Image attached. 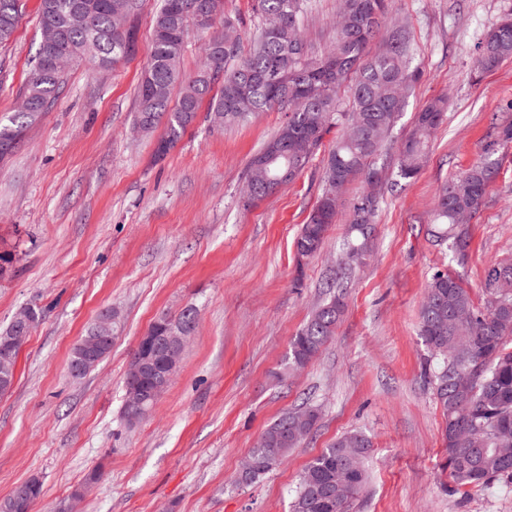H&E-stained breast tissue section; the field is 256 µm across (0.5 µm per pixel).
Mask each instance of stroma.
Here are the masks:
<instances>
[{
	"mask_svg": "<svg viewBox=\"0 0 512 512\" xmlns=\"http://www.w3.org/2000/svg\"><path fill=\"white\" fill-rule=\"evenodd\" d=\"M160 0H139L131 52L103 69L73 66L48 112L0 157V251L14 253L0 280V329L23 306L42 315L0 393V501L38 478L33 512H55L75 488L79 512H291L305 466L341 434L366 432L368 480L349 512H512V488L443 490V417L423 373L418 335L424 286L443 268L485 300L487 269L512 255V144L485 205L467 225L466 258L435 247L429 214L438 187L468 168L493 118L512 122V59L475 80L485 33L512 0H400L420 82L395 129L404 136L430 98L448 99L416 179L379 203L372 249L323 352L285 381L273 377L290 339L321 299L360 191L352 183L326 247L294 278L293 240L320 193L336 139L328 133L305 170L248 203V164L285 120L266 112L216 129L205 114L156 158V140L131 133L137 87ZM0 48V120L16 108L39 44V0H23ZM195 306L197 324L176 377L136 426L121 417L124 378L139 336L162 314ZM121 316L111 353L72 378L74 344L106 310ZM317 406L311 439L249 486L234 477L277 417Z\"/></svg>",
	"mask_w": 512,
	"mask_h": 512,
	"instance_id": "35a3bbf8",
	"label": "stroma"
}]
</instances>
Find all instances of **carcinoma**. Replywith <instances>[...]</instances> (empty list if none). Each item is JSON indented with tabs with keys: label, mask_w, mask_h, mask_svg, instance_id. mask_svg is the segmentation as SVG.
Returning <instances> with one entry per match:
<instances>
[{
	"label": "carcinoma",
	"mask_w": 512,
	"mask_h": 512,
	"mask_svg": "<svg viewBox=\"0 0 512 512\" xmlns=\"http://www.w3.org/2000/svg\"><path fill=\"white\" fill-rule=\"evenodd\" d=\"M85 6L88 22L67 29L70 64L86 58L102 67L128 55L133 29L112 34L108 0H40V29L56 27L71 5ZM196 0H163L152 20V44L137 93L135 121L145 134L163 127L156 154L163 157L192 125L203 100L209 102V121L222 128L246 122L260 112L287 113L286 122L253 160L269 164L248 166L243 194L262 199L271 194L270 178L277 170L297 163L303 171L322 145L324 136L338 128L336 142L323 168L322 187L305 224L293 241L296 282L304 268L324 249L337 215L334 194L345 193L356 180L362 193L350 210V235L343 241L336 267L325 283L324 298L304 326L292 337L277 378L283 380L307 366L336 333L345 312L346 288L370 251L378 200L369 196L373 175L385 169L393 130L414 93L421 73L411 67L410 36L398 16L396 0H340L329 48L316 52L306 42L302 20L305 0H254L257 30L243 51L241 18L224 16V31L215 23L197 21ZM22 0H0V46L10 41L22 13ZM205 34L203 62L197 71L182 74L181 59L189 26ZM60 49L43 44L38 50L18 98L22 107L9 123L0 124V152L13 148L25 128L56 100L67 70L55 59ZM512 58V14L489 29L480 43L476 78L496 70ZM350 91V107L341 112L337 92ZM448 111L447 98L428 100L414 115L413 127L398 147L395 184L409 182L420 172L432 139ZM491 140L466 170L448 178L436 193L431 224L436 245L454 257L466 256L467 239L458 217L476 216L499 171L498 149L512 143V124H493ZM485 306L480 308L468 289L448 271L436 270L427 281L420 308L419 335L429 353L425 373L445 427V487H486L512 481V260L496 261L488 270ZM193 306L177 316H159L150 330L163 324L192 329ZM470 370L474 381L464 394L456 390L459 371ZM301 413L310 420L293 427L297 412L288 411L260 436L254 454L256 469L246 475L251 485L280 466L288 451L315 429L318 414L305 404ZM372 443L361 431L338 437L313 458L300 476L292 512H347L350 501L367 480L365 460ZM42 486L23 482L0 502V512H32Z\"/></svg>",
	"instance_id": "1"
}]
</instances>
